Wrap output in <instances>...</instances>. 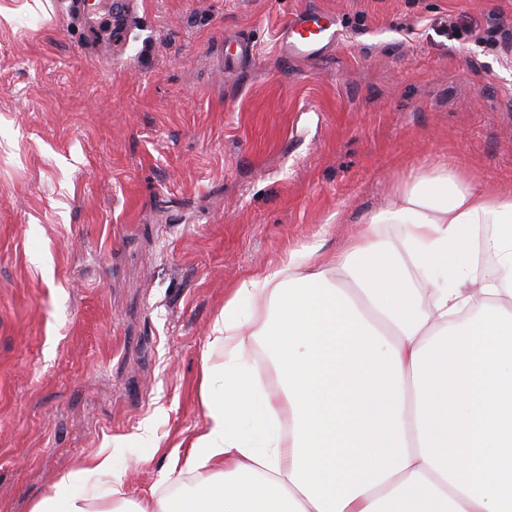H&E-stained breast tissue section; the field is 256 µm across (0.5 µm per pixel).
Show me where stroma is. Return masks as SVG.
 <instances>
[{
  "mask_svg": "<svg viewBox=\"0 0 512 512\" xmlns=\"http://www.w3.org/2000/svg\"><path fill=\"white\" fill-rule=\"evenodd\" d=\"M122 2L0 0V512L74 473L89 512L214 481L184 462L242 280L341 250L417 169L512 190V0ZM303 11L339 40L284 55Z\"/></svg>",
  "mask_w": 512,
  "mask_h": 512,
  "instance_id": "obj_1",
  "label": "stroma"
}]
</instances>
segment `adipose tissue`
Returning <instances> with one entry per match:
<instances>
[{
    "mask_svg": "<svg viewBox=\"0 0 512 512\" xmlns=\"http://www.w3.org/2000/svg\"><path fill=\"white\" fill-rule=\"evenodd\" d=\"M482 252L499 278L473 281ZM436 268L473 285L430 287ZM212 334L224 370L203 369L209 424L185 465L218 479L148 512H512V193L418 170L341 252L242 280ZM251 336L280 392L244 370Z\"/></svg>",
    "mask_w": 512,
    "mask_h": 512,
    "instance_id": "ef3b65f1",
    "label": "adipose tissue"
}]
</instances>
